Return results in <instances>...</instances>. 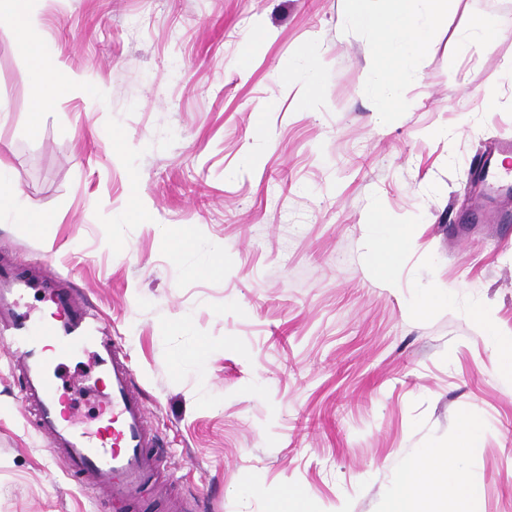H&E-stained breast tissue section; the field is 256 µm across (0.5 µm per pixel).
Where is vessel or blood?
Instances as JSON below:
<instances>
[{"instance_id": "obj_1", "label": "vessel or blood", "mask_w": 512, "mask_h": 512, "mask_svg": "<svg viewBox=\"0 0 512 512\" xmlns=\"http://www.w3.org/2000/svg\"><path fill=\"white\" fill-rule=\"evenodd\" d=\"M496 157L475 161L491 190L503 187ZM35 296L44 304L38 313L30 304ZM1 345L11 353L9 372L20 384L23 409L35 413L49 460L92 492L102 512H139L144 492L156 487L172 451L156 433L126 349L99 308L39 267L19 268L0 254ZM80 354L97 367L93 388L103 419L93 432L75 426L74 412L59 395L62 367Z\"/></svg>"}]
</instances>
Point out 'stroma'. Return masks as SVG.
Listing matches in <instances>:
<instances>
[{"label": "stroma", "instance_id": "35a3bbf8", "mask_svg": "<svg viewBox=\"0 0 512 512\" xmlns=\"http://www.w3.org/2000/svg\"><path fill=\"white\" fill-rule=\"evenodd\" d=\"M342 7L33 0L48 64L71 82L45 95L0 25V159L46 219L36 233L0 221V244L86 289L127 349L179 493H205L209 512H270L287 486L308 512H385L400 468L468 419L483 429L459 467L481 489L471 512H512L496 344L512 336V224L497 221L512 194L470 169L512 137V0H458L393 112L367 69L376 40L343 29ZM482 14L500 25L492 48L460 52ZM314 77L311 101L299 89ZM377 209L412 232L391 281L372 269ZM477 211L487 222L471 223ZM206 259L223 274L197 276ZM195 349L201 361L179 366ZM8 363L0 350V512H96L46 460ZM76 372L91 375L87 357L59 393L97 427Z\"/></svg>", "mask_w": 512, "mask_h": 512}]
</instances>
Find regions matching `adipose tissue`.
<instances>
[{
	"instance_id": "obj_1",
	"label": "adipose tissue",
	"mask_w": 512,
	"mask_h": 512,
	"mask_svg": "<svg viewBox=\"0 0 512 512\" xmlns=\"http://www.w3.org/2000/svg\"><path fill=\"white\" fill-rule=\"evenodd\" d=\"M340 24L346 29L374 33L379 52L368 61L382 111L388 112L400 98L405 84L412 82L419 56L430 53L434 43L430 27L450 12L457 0H345ZM30 0H0V24L15 29L19 46L31 61L27 72L35 83L59 92L64 78L46 71L43 60L47 45L40 23L29 9ZM13 216L16 223L39 231L45 219L24 206L19 183L12 170L0 162V216ZM391 242L381 243L375 251L372 267L384 280H392L410 240L407 226L391 229ZM481 428L463 423L453 446L431 448L412 459L399 477V490L388 512H421L426 499H452L455 512H469L478 496L477 485L461 481L454 462L478 441Z\"/></svg>"
}]
</instances>
